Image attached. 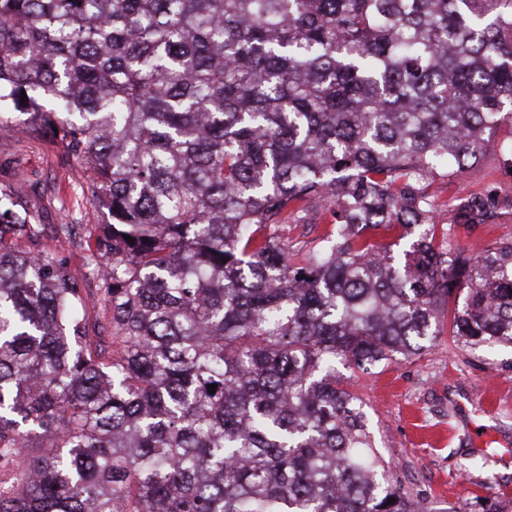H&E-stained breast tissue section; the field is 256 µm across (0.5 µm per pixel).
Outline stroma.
<instances>
[{
	"instance_id": "obj_1",
	"label": "stroma",
	"mask_w": 512,
	"mask_h": 512,
	"mask_svg": "<svg viewBox=\"0 0 512 512\" xmlns=\"http://www.w3.org/2000/svg\"><path fill=\"white\" fill-rule=\"evenodd\" d=\"M24 182H16L14 172ZM89 171L66 158L53 137L29 139L0 130V191L24 197L39 214L42 242L62 254L75 275L85 253L61 228L64 214L77 219L75 235L109 223L106 209L82 202L77 190ZM436 219L451 225L452 237L477 251L512 240V154L488 153L480 170L455 181L434 180ZM469 196L489 198L487 223H462L456 205ZM351 388L369 406L378 450L394 479L427 512H478V497H512V348L470 349L444 335L421 356L396 359L376 373L353 379ZM494 449L483 468L467 466V455Z\"/></svg>"
}]
</instances>
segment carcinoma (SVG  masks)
<instances>
[{"label": "carcinoma", "mask_w": 512, "mask_h": 512, "mask_svg": "<svg viewBox=\"0 0 512 512\" xmlns=\"http://www.w3.org/2000/svg\"><path fill=\"white\" fill-rule=\"evenodd\" d=\"M505 122L512 0H0V128L112 214L79 279L0 205V512H425L343 371L512 346V241L427 193ZM316 227H304L301 224H287L286 227L281 229L280 235L283 242L288 248L296 250L300 248H306L326 227V224L332 220L329 214H319L314 218Z\"/></svg>", "instance_id": "cac0c4a2"}]
</instances>
